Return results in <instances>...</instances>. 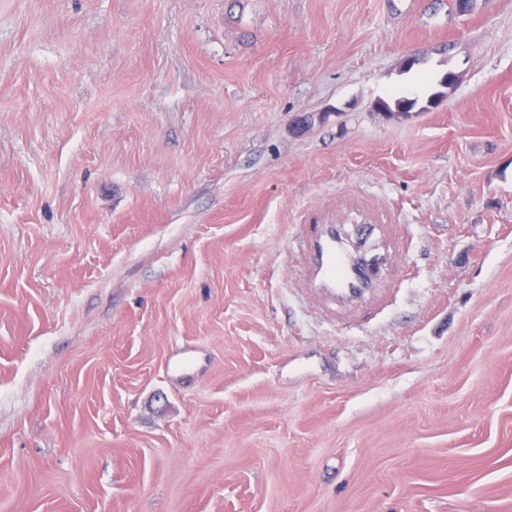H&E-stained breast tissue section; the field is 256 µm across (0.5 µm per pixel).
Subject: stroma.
Listing matches in <instances>:
<instances>
[{"label": "stroma", "instance_id": "1", "mask_svg": "<svg viewBox=\"0 0 512 512\" xmlns=\"http://www.w3.org/2000/svg\"><path fill=\"white\" fill-rule=\"evenodd\" d=\"M0 512H512V0H0ZM292 244L305 288L325 316L354 321L388 298L402 248L393 225L296 224Z\"/></svg>", "mask_w": 512, "mask_h": 512}]
</instances>
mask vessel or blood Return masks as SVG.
<instances>
[{"mask_svg": "<svg viewBox=\"0 0 512 512\" xmlns=\"http://www.w3.org/2000/svg\"><path fill=\"white\" fill-rule=\"evenodd\" d=\"M292 244L304 284L325 316L353 321L388 298L402 248L392 225L299 224Z\"/></svg>", "mask_w": 512, "mask_h": 512, "instance_id": "1", "label": "vessel or blood"}]
</instances>
